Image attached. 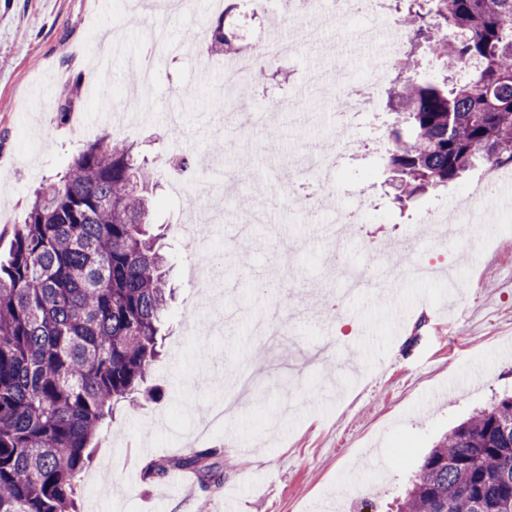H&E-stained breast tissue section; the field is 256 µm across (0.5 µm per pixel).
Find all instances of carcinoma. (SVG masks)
Segmentation results:
<instances>
[{
    "label": "carcinoma",
    "mask_w": 512,
    "mask_h": 512,
    "mask_svg": "<svg viewBox=\"0 0 512 512\" xmlns=\"http://www.w3.org/2000/svg\"><path fill=\"white\" fill-rule=\"evenodd\" d=\"M208 53L231 55L224 18ZM410 47L426 44L449 76L399 74L386 167L396 198L445 187L478 164L512 162V0H407ZM80 86L58 98L66 116ZM153 171L105 136L34 193L0 261V512H79L90 443L133 402L159 356L173 289L149 234ZM211 450L175 466L217 479ZM397 512H512V392L442 436Z\"/></svg>",
    "instance_id": "cac0c4a2"
}]
</instances>
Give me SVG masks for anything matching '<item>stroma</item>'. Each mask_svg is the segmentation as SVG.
I'll return each instance as SVG.
<instances>
[{"label":"stroma","mask_w":512,"mask_h":512,"mask_svg":"<svg viewBox=\"0 0 512 512\" xmlns=\"http://www.w3.org/2000/svg\"><path fill=\"white\" fill-rule=\"evenodd\" d=\"M214 15L210 0H195L192 11L166 16L170 45L153 50L142 26L129 24L122 0H0V258L8 256L34 191L103 135L136 143L158 172L169 158L187 153L226 167L249 163L238 194L225 199L222 214L196 241L197 249L219 260L209 296L187 274L195 254L183 250L173 232L180 204L166 179L150 197L153 228L178 253L167 271L175 300L146 392L133 407L117 410L92 442V461L78 479L79 510L323 512L335 506L339 512H389L438 436L512 391V211L501 213L490 235L473 241L417 237L419 218L456 204L477 170L446 189L397 203L382 165L386 149L370 144L362 131L355 135L359 153L332 177L339 199L365 183L378 191L370 222L358 225L348 250L316 235L308 219L277 209L252 235L249 256L230 249L243 204L278 194L277 175L292 160L293 145L332 146L338 136L330 118L334 90L323 83L314 92L312 120L280 112L265 128L241 131L253 144L249 154L214 152V143L228 139L220 76L199 85L203 47L170 50L186 30L205 32ZM353 24L337 18L325 27L322 47L272 66L252 104L286 97L312 70H330L336 45ZM98 32L112 35L113 72L153 52L155 83L142 106L150 120L114 124L99 109L101 95H89L90 40ZM66 81L79 84L85 96L63 118L56 93ZM191 82V97H175ZM271 141L278 146L273 153L266 148ZM369 251L409 263L455 260L461 287L452 294L446 281L407 273L393 304L382 303L374 289L343 296L341 267ZM278 303L294 326L284 342L302 367L293 378L270 369V352L252 331L253 319ZM404 311L414 319L408 344L400 346L388 323ZM366 323L374 331L369 343L361 335ZM254 366L258 389L237 415L212 424L204 436L191 435L192 410L223 407L228 376ZM201 373L207 382H198ZM203 450L215 451L221 484L190 471L182 488L173 471L147 472Z\"/></svg>","instance_id":"obj_1"}]
</instances>
